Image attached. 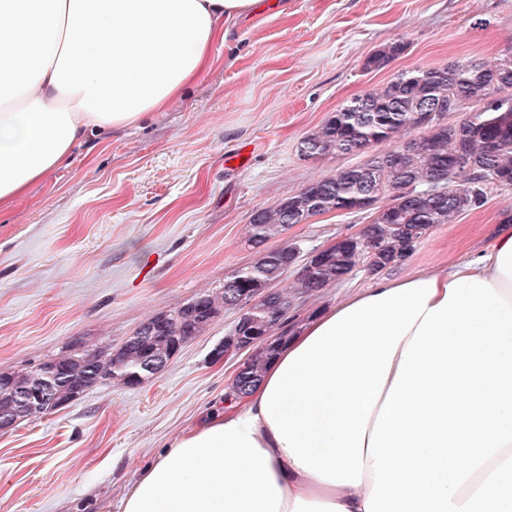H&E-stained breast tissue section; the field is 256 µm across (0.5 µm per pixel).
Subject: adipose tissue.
Segmentation results:
<instances>
[{
    "label": "adipose tissue",
    "instance_id": "obj_1",
    "mask_svg": "<svg viewBox=\"0 0 512 512\" xmlns=\"http://www.w3.org/2000/svg\"><path fill=\"white\" fill-rule=\"evenodd\" d=\"M258 0H0V211L90 135L138 126L212 66ZM463 277L512 304V226L437 271L383 279L282 339L257 387L168 443L121 512H365L367 453L401 354Z\"/></svg>",
    "mask_w": 512,
    "mask_h": 512
}]
</instances>
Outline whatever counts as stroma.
<instances>
[{
  "label": "stroma",
  "instance_id": "35a3bbf8",
  "mask_svg": "<svg viewBox=\"0 0 512 512\" xmlns=\"http://www.w3.org/2000/svg\"><path fill=\"white\" fill-rule=\"evenodd\" d=\"M259 0L212 48L211 69L137 129L93 136L0 212V372L74 342L120 347L150 316L177 309L255 261L247 225L363 153L304 158L301 140L330 112L399 72L512 54V0ZM401 39L385 68L366 59ZM246 149L244 167L225 159ZM512 215V187L435 225L387 277L474 256ZM372 212L332 211L291 225L268 248L300 254L359 235ZM358 266L301 299L295 323L370 287ZM239 315L224 310L139 387L97 384L53 413L0 431V512H121L141 470L208 406L244 355L211 350Z\"/></svg>",
  "mask_w": 512,
  "mask_h": 512
}]
</instances>
